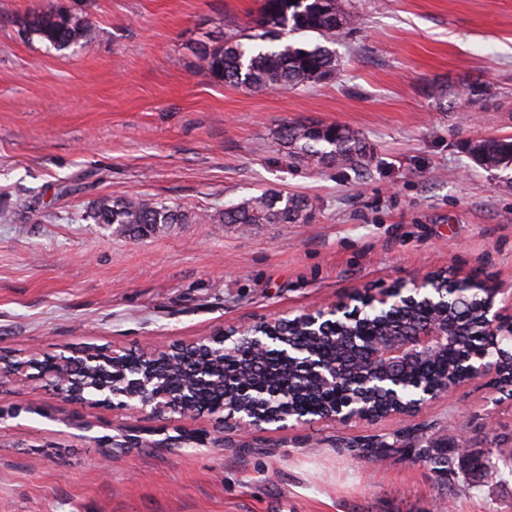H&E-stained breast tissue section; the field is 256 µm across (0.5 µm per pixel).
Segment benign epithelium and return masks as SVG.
Returning a JSON list of instances; mask_svg holds the SVG:
<instances>
[{
    "label": "benign epithelium",
    "instance_id": "1",
    "mask_svg": "<svg viewBox=\"0 0 512 512\" xmlns=\"http://www.w3.org/2000/svg\"><path fill=\"white\" fill-rule=\"evenodd\" d=\"M448 288V301L439 306L441 315L418 322L404 332L384 331L371 340L364 339L363 327L373 322L388 323V313L402 305L424 307L433 304L436 292ZM485 292L481 305L478 331L474 335L485 340L486 349L462 359L457 370L445 378L424 377L412 385L403 375L414 368L436 360L442 354L471 340L460 335L454 324L456 303L467 299L474 289ZM285 322L273 318L245 324L214 336L197 339L179 346H157L142 355V360L154 362L169 357L178 349L198 348L211 355L229 353V342L251 346L266 356L270 346L279 344L277 335L264 336ZM296 323L307 335L317 339L339 332V339L354 345L353 364L340 365L319 357L292 342L283 352L288 362L303 368L323 389H332L340 399L312 412L294 407L291 394L282 389L266 388L241 392L234 403L217 408L197 405V376L178 391H169L154 382L151 375H136L130 386L120 390L100 384L97 403L132 413L146 408L163 415L178 412L184 416L226 412L221 417L224 430L249 434L276 424H303L314 420L336 422L346 426L352 422L377 423L383 420H406L417 416L428 405L447 398L454 391L473 385H488L499 392L512 389V350L499 347L497 338L512 335V295L502 285L470 273L455 271L426 272L410 282L401 281L377 293L352 289L335 303L315 308L297 316ZM40 377L50 380L56 394L65 402L76 403L71 386L73 361L56 359L48 364L36 362Z\"/></svg>",
    "mask_w": 512,
    "mask_h": 512
}]
</instances>
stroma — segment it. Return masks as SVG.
<instances>
[{
    "label": "stroma",
    "instance_id": "stroma-1",
    "mask_svg": "<svg viewBox=\"0 0 512 512\" xmlns=\"http://www.w3.org/2000/svg\"><path fill=\"white\" fill-rule=\"evenodd\" d=\"M335 81L249 92L197 52L249 25L262 0H0V356L80 346L135 352L244 322L291 318L351 289L476 272L512 289V187L464 153L512 136V0H350ZM81 13L96 38L49 49L31 11ZM451 86L453 110L431 90ZM361 133L373 158L293 165L269 150L284 123ZM286 190L308 224H175L134 239L87 219L136 193L201 211ZM62 404L0 383V512H512V468L466 484L413 451L512 449V398L469 387L408 421L316 422L213 443L216 416ZM399 440L374 458L367 440Z\"/></svg>",
    "mask_w": 512,
    "mask_h": 512
}]
</instances>
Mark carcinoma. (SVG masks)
I'll use <instances>...</instances> for the list:
<instances>
[{"label":"carcinoma","mask_w":512,"mask_h":512,"mask_svg":"<svg viewBox=\"0 0 512 512\" xmlns=\"http://www.w3.org/2000/svg\"><path fill=\"white\" fill-rule=\"evenodd\" d=\"M358 22L357 15L342 8L338 0H263L259 15L247 33H231L224 41L207 46L198 54L199 67L226 85L247 91L292 90L336 79V52L328 44L349 36ZM23 30L47 47L65 51L91 38L92 24L82 15L62 9L32 11L23 20ZM313 34L325 41L312 47L284 44L259 47L254 41H280L294 35ZM274 152L292 163L320 167H338L353 172L368 165L371 148L360 133L336 124L294 121L283 124L271 142ZM479 156L475 163L498 180L512 184V137H484L478 140ZM313 216V204L305 197L275 190L245 197L222 208L198 213L178 203L147 195L104 197L90 210L88 218L96 224H109L121 234L141 238L156 233L169 224H307ZM482 296L473 290L471 303L456 306V317L462 325L478 318ZM431 315L429 311H407L389 323L392 329H403ZM257 358L247 353L234 354L229 360L214 357L203 361L213 372L231 374V386H212L200 392L207 401L224 400L229 404L244 386L263 387L274 382L294 393L295 404L314 405L328 396L320 391H307L292 377L271 372L265 379L252 375L250 369ZM165 385L183 386L187 375L170 371L163 363L155 368ZM416 459L433 465L439 472L452 473L463 467V455L456 450H442L429 445L417 449ZM473 477L482 480L500 475L497 463L478 457L470 465Z\"/></svg>","instance_id":"carcinoma-1"}]
</instances>
